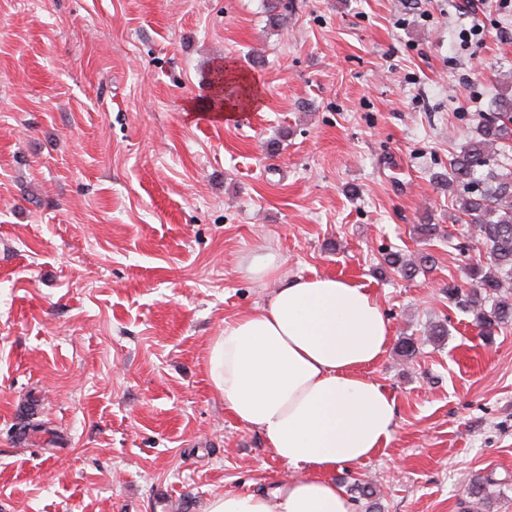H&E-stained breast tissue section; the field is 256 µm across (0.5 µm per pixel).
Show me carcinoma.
I'll return each instance as SVG.
<instances>
[{
  "mask_svg": "<svg viewBox=\"0 0 512 512\" xmlns=\"http://www.w3.org/2000/svg\"><path fill=\"white\" fill-rule=\"evenodd\" d=\"M512 141V90L500 92L493 112L483 117L475 134L449 162L448 190L482 241L490 263L469 268L471 287H448V302L473 316L486 336L512 324V162L505 155ZM387 265L412 279L417 263L399 252ZM488 482L477 476L467 485L475 501L487 499Z\"/></svg>",
  "mask_w": 512,
  "mask_h": 512,
  "instance_id": "obj_1",
  "label": "carcinoma"
}]
</instances>
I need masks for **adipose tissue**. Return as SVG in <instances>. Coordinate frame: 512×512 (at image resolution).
<instances>
[{
    "instance_id": "adipose-tissue-1",
    "label": "adipose tissue",
    "mask_w": 512,
    "mask_h": 512,
    "mask_svg": "<svg viewBox=\"0 0 512 512\" xmlns=\"http://www.w3.org/2000/svg\"><path fill=\"white\" fill-rule=\"evenodd\" d=\"M280 269L276 252L250 258L247 272L277 287L261 310L225 321L208 370L225 410L304 475L269 492L221 495L209 512H352L330 474L373 459L392 438L395 398L365 372L386 351L391 323L362 284L287 280Z\"/></svg>"
}]
</instances>
